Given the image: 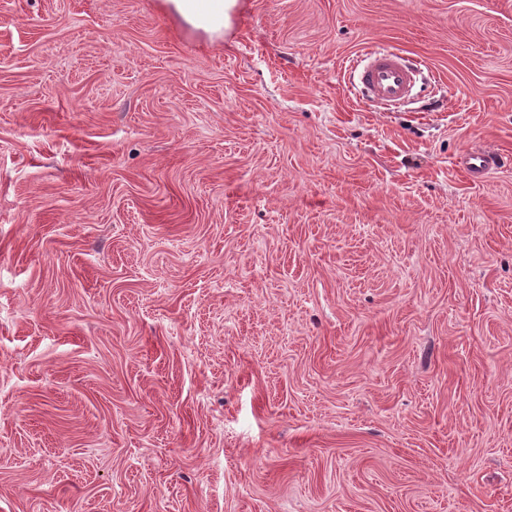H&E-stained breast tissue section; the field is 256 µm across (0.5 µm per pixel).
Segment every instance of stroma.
Masks as SVG:
<instances>
[{"instance_id":"stroma-1","label":"stroma","mask_w":512,"mask_h":512,"mask_svg":"<svg viewBox=\"0 0 512 512\" xmlns=\"http://www.w3.org/2000/svg\"><path fill=\"white\" fill-rule=\"evenodd\" d=\"M0 512H512V0H0ZM164 12L182 27L202 31L208 38L224 39L239 0H159ZM357 75L362 94L378 102L408 98L416 82L417 69L399 51L381 47L357 60L350 72ZM501 157L494 152H471L465 154L461 159V164L470 174L487 175L499 168Z\"/></svg>"}]
</instances>
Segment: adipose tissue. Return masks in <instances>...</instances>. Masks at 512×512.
Masks as SVG:
<instances>
[{
	"instance_id": "obj_1",
	"label": "adipose tissue",
	"mask_w": 512,
	"mask_h": 512,
	"mask_svg": "<svg viewBox=\"0 0 512 512\" xmlns=\"http://www.w3.org/2000/svg\"><path fill=\"white\" fill-rule=\"evenodd\" d=\"M164 12L182 27L204 32L209 39L223 38L239 0H159Z\"/></svg>"
}]
</instances>
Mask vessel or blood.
<instances>
[{"instance_id": "vessel-or-blood-1", "label": "vessel or blood", "mask_w": 512, "mask_h": 512, "mask_svg": "<svg viewBox=\"0 0 512 512\" xmlns=\"http://www.w3.org/2000/svg\"><path fill=\"white\" fill-rule=\"evenodd\" d=\"M351 71L356 74L364 96L378 102H399L408 98L416 82L417 70L399 51L381 47L357 60ZM472 174L486 175L499 168L496 153L471 152L461 159Z\"/></svg>"}]
</instances>
